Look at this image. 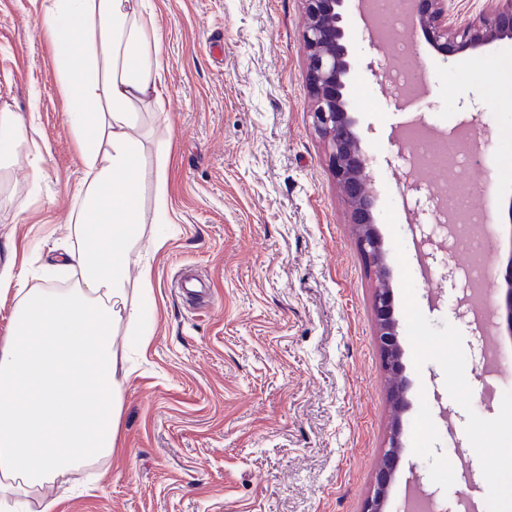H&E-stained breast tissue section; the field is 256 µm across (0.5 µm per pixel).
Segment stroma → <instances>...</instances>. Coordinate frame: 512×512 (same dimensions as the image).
Returning a JSON list of instances; mask_svg holds the SVG:
<instances>
[{
    "mask_svg": "<svg viewBox=\"0 0 512 512\" xmlns=\"http://www.w3.org/2000/svg\"><path fill=\"white\" fill-rule=\"evenodd\" d=\"M167 120L138 130L164 166L168 219L145 187L139 251L154 271L152 336L122 384L120 446L73 471L81 495L48 486L33 512H362L392 423L402 448L385 512L420 486L434 512H493L500 451L512 448V336L475 320L470 254L435 213L440 187L468 188L491 226L486 267L512 254V42L443 56L400 31L374 47L349 20V91L367 155L373 214L394 293L406 405L395 412L375 336L374 267L358 249L343 192L312 126L301 0H150ZM41 0H0V109L37 103L42 172L13 166L0 197V270L49 274L72 231L83 164L67 125ZM416 43L424 87L394 96L381 72ZM461 133L474 168L416 164L407 130ZM162 237L152 249L153 237ZM452 261L455 278H442ZM200 278L211 302L186 294Z\"/></svg>",
    "mask_w": 512,
    "mask_h": 512,
    "instance_id": "1",
    "label": "stroma"
}]
</instances>
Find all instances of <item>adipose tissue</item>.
Returning a JSON list of instances; mask_svg holds the SVG:
<instances>
[{"mask_svg": "<svg viewBox=\"0 0 512 512\" xmlns=\"http://www.w3.org/2000/svg\"><path fill=\"white\" fill-rule=\"evenodd\" d=\"M50 44L83 176L70 222L74 241L57 266L72 288H33L27 267L0 272L16 304L0 336V512H25L24 496L118 446L127 351L149 343L144 305L153 270L142 262L137 299L127 273L143 236V186L155 181V214L167 213L163 168L148 172L136 136L141 107L164 117L159 40L146 0H43ZM24 114L0 111V178L18 156L40 173Z\"/></svg>", "mask_w": 512, "mask_h": 512, "instance_id": "1", "label": "adipose tissue"}]
</instances>
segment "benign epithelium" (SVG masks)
Listing matches in <instances>:
<instances>
[{"instance_id": "1", "label": "benign epithelium", "mask_w": 512, "mask_h": 512, "mask_svg": "<svg viewBox=\"0 0 512 512\" xmlns=\"http://www.w3.org/2000/svg\"><path fill=\"white\" fill-rule=\"evenodd\" d=\"M302 2L306 16L303 39L308 54L307 78L313 98V126L326 145L328 165L344 190L349 222L353 224L358 245L376 269L377 285L372 308L377 342L386 371L395 375L392 394L401 409L408 385L400 377L401 349L393 317V291L375 229L374 198L364 185L367 157L347 98L353 62L347 40L346 0ZM493 2L494 6L471 21L453 12L448 0H406L410 25L423 34L434 51L445 55L468 51L477 60L483 58L485 48L493 43L505 39L512 41V0ZM503 287L505 322L512 334V257L507 263ZM399 435L396 425L387 438L383 465L376 473L363 512H384L394 464L401 448Z\"/></svg>"}]
</instances>
